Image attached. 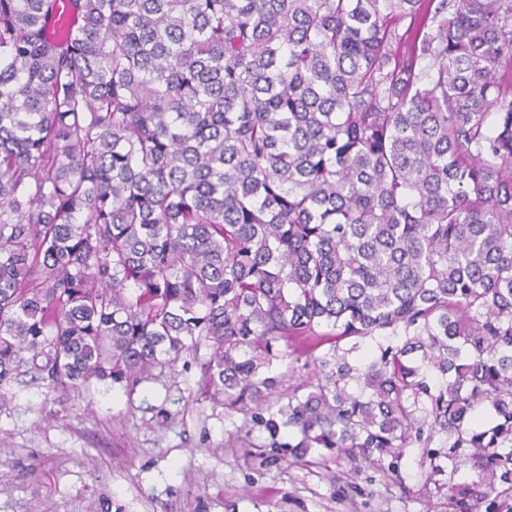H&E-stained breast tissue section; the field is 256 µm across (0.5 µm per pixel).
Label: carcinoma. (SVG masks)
<instances>
[{
    "label": "carcinoma",
    "mask_w": 512,
    "mask_h": 512,
    "mask_svg": "<svg viewBox=\"0 0 512 512\" xmlns=\"http://www.w3.org/2000/svg\"><path fill=\"white\" fill-rule=\"evenodd\" d=\"M58 5L0 0V385L205 346L270 447L424 448L426 485L478 471L452 512H503L512 0ZM283 342L316 384L273 412Z\"/></svg>",
    "instance_id": "1"
}]
</instances>
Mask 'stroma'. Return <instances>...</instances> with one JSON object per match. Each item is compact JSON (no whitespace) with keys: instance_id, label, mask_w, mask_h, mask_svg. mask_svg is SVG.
Returning a JSON list of instances; mask_svg holds the SVG:
<instances>
[{"instance_id":"obj_1","label":"stroma","mask_w":512,"mask_h":512,"mask_svg":"<svg viewBox=\"0 0 512 512\" xmlns=\"http://www.w3.org/2000/svg\"><path fill=\"white\" fill-rule=\"evenodd\" d=\"M184 356L135 389L61 387L33 366L0 386V512H449L427 495L423 451L398 474L353 468L327 449L274 448L251 412L207 391Z\"/></svg>"}]
</instances>
